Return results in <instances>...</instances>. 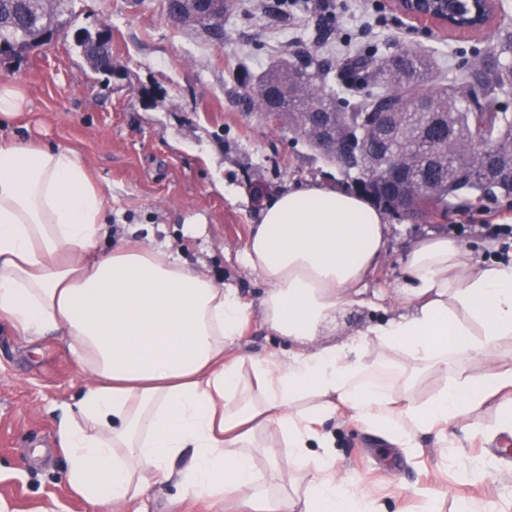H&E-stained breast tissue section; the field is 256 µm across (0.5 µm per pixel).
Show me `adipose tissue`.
<instances>
[{
  "mask_svg": "<svg viewBox=\"0 0 512 512\" xmlns=\"http://www.w3.org/2000/svg\"><path fill=\"white\" fill-rule=\"evenodd\" d=\"M106 201L72 149L0 143V321L38 342L62 331L96 378L64 404L57 437L71 488L114 512L154 485L178 481L182 501H232L238 512H358L309 443L339 408L390 443L444 433L459 415L512 388V366L492 360L512 340V253L469 256L445 236L413 242L406 276L392 289L364 283L382 254L387 224L364 196L310 184L268 201L252 225L242 263L266 284L258 305L152 245L101 254ZM405 310L369 340L307 352L304 344L355 304ZM293 346L287 359L230 355L252 311ZM397 354L392 384L374 376L376 351ZM484 366L431 398L413 375L447 371L456 359ZM272 428L280 445L262 437ZM306 471L301 494L257 481L263 455L280 481V448ZM192 464L174 465L184 452Z\"/></svg>",
  "mask_w": 512,
  "mask_h": 512,
  "instance_id": "ef3b65f1",
  "label": "adipose tissue"
}]
</instances>
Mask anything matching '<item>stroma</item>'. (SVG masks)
<instances>
[{
    "mask_svg": "<svg viewBox=\"0 0 512 512\" xmlns=\"http://www.w3.org/2000/svg\"><path fill=\"white\" fill-rule=\"evenodd\" d=\"M224 40L171 22L164 0H73L52 40L1 62L0 83L22 88L24 112L0 122V141L76 150L104 192L113 227L107 247L164 244L192 269L236 288L250 302L264 290L240 260L250 226L276 193L309 182L343 183L336 164L300 135L264 118L245 88L300 48L342 67L352 51L384 59L417 49L433 59L430 84L492 48L496 28L468 37L410 22L389 0H333L324 20L311 0H234ZM112 25L114 74L93 73L74 45L83 29ZM389 237L368 289L404 275L411 240L445 235L474 258L490 259L501 225L512 226V196L483 200L445 217L414 220L386 212ZM193 233H186V224ZM380 312L347 306L312 348L367 332ZM288 345L252 316L233 353L279 355ZM93 377L62 337L33 343L0 323V503L8 512H112L77 496L67 480L56 416ZM500 398L459 416L447 443L417 437L418 452L368 432L340 409L324 429L335 436L329 464L338 483L371 512H512V435L499 432Z\"/></svg>",
    "mask_w": 512,
    "mask_h": 512,
    "instance_id": "stroma-1",
    "label": "stroma"
}]
</instances>
